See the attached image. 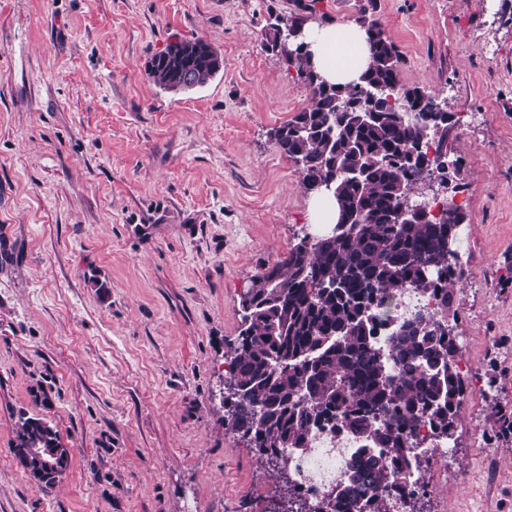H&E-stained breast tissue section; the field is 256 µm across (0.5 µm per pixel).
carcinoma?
Wrapping results in <instances>:
<instances>
[{"label":"carcinoma","mask_w":512,"mask_h":512,"mask_svg":"<svg viewBox=\"0 0 512 512\" xmlns=\"http://www.w3.org/2000/svg\"><path fill=\"white\" fill-rule=\"evenodd\" d=\"M374 10L375 0H367L355 19L369 44L367 69L360 81L344 85L326 81L294 37L305 27L301 17L280 15L267 24V47L311 93L310 105L270 136L302 163L306 193L332 195L338 218L315 239L300 238L243 293L249 325L232 348L229 377L240 396L224 398V423L249 441L266 470L278 473L291 512H315L291 484L284 454L306 448L313 424H338L359 439L336 490V512H390L381 494L401 475L421 472L422 457L406 453L407 430L424 418L453 439L467 391L451 367L456 335L448 329L451 286L463 276L455 246L466 215L454 204L437 215L421 201L417 217L392 223L430 173L429 146L437 169L450 163L460 173L461 157L449 156L446 146L455 122L449 112L431 111L435 98L425 88L401 83L402 54ZM218 60L208 43L181 40L153 55L147 75L164 90L182 91L213 78ZM364 98L371 111L353 109ZM406 106L421 108L420 117H409ZM410 287L434 289L438 316L389 324L396 294ZM387 324L384 358L371 336ZM496 415L499 434L511 436L512 407L501 406ZM58 447L48 421L19 414L12 451L40 487L54 485L70 462L50 473L35 449Z\"/></svg>","instance_id":"cac0c4a2"}]
</instances>
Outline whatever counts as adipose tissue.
Instances as JSON below:
<instances>
[{
    "label": "adipose tissue",
    "mask_w": 512,
    "mask_h": 512,
    "mask_svg": "<svg viewBox=\"0 0 512 512\" xmlns=\"http://www.w3.org/2000/svg\"><path fill=\"white\" fill-rule=\"evenodd\" d=\"M315 65L333 83L357 80L368 58L363 31L355 25L317 26L307 30Z\"/></svg>",
    "instance_id": "adipose-tissue-1"
}]
</instances>
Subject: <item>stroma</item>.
<instances>
[{
    "label": "stroma",
    "mask_w": 512,
    "mask_h": 512,
    "mask_svg": "<svg viewBox=\"0 0 512 512\" xmlns=\"http://www.w3.org/2000/svg\"><path fill=\"white\" fill-rule=\"evenodd\" d=\"M298 0H0V512H267L277 479L224 424L241 297L304 235L310 196L270 132L307 86L267 52ZM456 121V203L472 233L452 311L474 364L423 512H512V0H377ZM224 67L168 92V44ZM72 448L40 488L19 413ZM223 60L200 39L181 40L153 55L147 75L153 83L167 91H182L203 86L221 67L212 63Z\"/></svg>",
    "instance_id": "35a3bbf8"
}]
</instances>
